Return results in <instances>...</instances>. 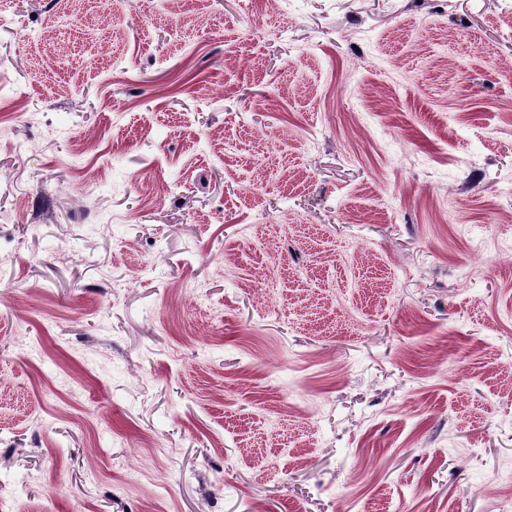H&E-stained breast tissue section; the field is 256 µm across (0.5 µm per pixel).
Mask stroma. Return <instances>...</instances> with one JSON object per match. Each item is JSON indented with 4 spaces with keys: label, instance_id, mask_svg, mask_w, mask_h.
Instances as JSON below:
<instances>
[{
    "label": "stroma",
    "instance_id": "1",
    "mask_svg": "<svg viewBox=\"0 0 512 512\" xmlns=\"http://www.w3.org/2000/svg\"><path fill=\"white\" fill-rule=\"evenodd\" d=\"M0 512H512V0H0Z\"/></svg>",
    "mask_w": 512,
    "mask_h": 512
}]
</instances>
